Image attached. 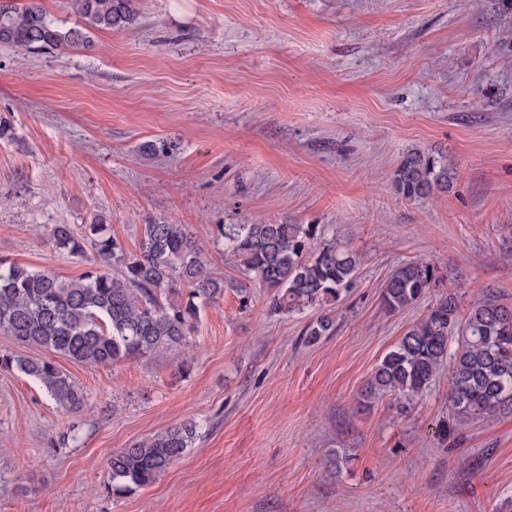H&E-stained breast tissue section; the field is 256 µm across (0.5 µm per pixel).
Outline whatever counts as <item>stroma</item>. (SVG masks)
<instances>
[{"label":"stroma","mask_w":512,"mask_h":512,"mask_svg":"<svg viewBox=\"0 0 512 512\" xmlns=\"http://www.w3.org/2000/svg\"><path fill=\"white\" fill-rule=\"evenodd\" d=\"M89 50L0 47V260L86 269L45 237L106 219L188 225L223 298L184 347L109 366L54 357L78 412L0 370V512H512V411L454 438L448 372L407 406L365 408L379 360L439 299L512 306V0H137ZM168 140L167 155L143 152ZM418 148L455 171L410 200L392 173ZM312 224L362 253L336 301L293 315L225 254L221 224ZM434 268L390 313L387 277ZM330 314L328 336L304 331ZM187 420L191 448L151 484L112 492V452ZM433 268L422 261L406 263L396 268L385 281L382 304L396 313L416 304L430 288Z\"/></svg>","instance_id":"obj_1"}]
</instances>
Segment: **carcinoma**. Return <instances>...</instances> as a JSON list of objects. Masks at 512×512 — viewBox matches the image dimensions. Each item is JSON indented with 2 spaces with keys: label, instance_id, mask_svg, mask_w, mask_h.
Masks as SVG:
<instances>
[{
  "label": "carcinoma",
  "instance_id": "carcinoma-1",
  "mask_svg": "<svg viewBox=\"0 0 512 512\" xmlns=\"http://www.w3.org/2000/svg\"><path fill=\"white\" fill-rule=\"evenodd\" d=\"M85 21L62 28L38 0L19 7L0 0V47L30 51L93 47L88 27L120 30L135 18V0H67ZM455 172L423 151L408 150L392 181L403 197L427 198L451 188ZM224 252L241 258L270 290L276 312H302L336 300L363 262L361 254L330 241L312 250L315 228L302 224H221ZM49 241L91 266L76 279L0 260V335L22 348H45L71 361L108 366L121 359L146 360L160 351L176 354L198 321L201 307L224 296V279L210 271L200 240L185 224L143 225L139 251L129 253L99 217L90 224H53ZM117 272L110 274L106 267ZM433 268L422 261L396 268L385 281L382 304L396 313L416 304L430 288ZM325 314L309 323L312 344L329 334ZM455 342L449 351V342ZM448 366V398L455 420L512 410V307L476 299L460 314L453 296L433 305L376 365L363 405L387 396L404 405L422 394ZM0 369L33 378L45 394L72 411L87 393L54 362L0 355ZM197 425L187 421L112 453V489L124 494L152 483L191 447Z\"/></svg>",
  "mask_w": 512,
  "mask_h": 512
}]
</instances>
